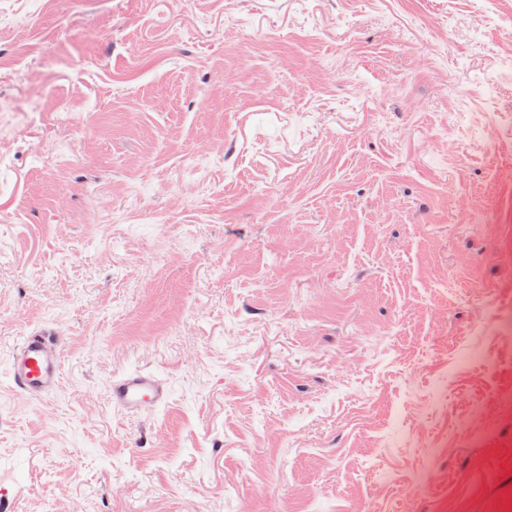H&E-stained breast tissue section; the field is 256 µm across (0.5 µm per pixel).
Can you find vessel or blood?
I'll list each match as a JSON object with an SVG mask.
<instances>
[{"instance_id": "b4317fda", "label": "vessel or blood", "mask_w": 512, "mask_h": 512, "mask_svg": "<svg viewBox=\"0 0 512 512\" xmlns=\"http://www.w3.org/2000/svg\"><path fill=\"white\" fill-rule=\"evenodd\" d=\"M61 353L50 331L39 330L24 336L13 350L10 373L23 393L40 396L55 390L61 378ZM114 408L134 412L145 406H163L170 398L166 383L150 372H130L115 376L109 385Z\"/></svg>"}]
</instances>
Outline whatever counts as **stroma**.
Wrapping results in <instances>:
<instances>
[{
	"label": "stroma",
	"instance_id": "35a3bbf8",
	"mask_svg": "<svg viewBox=\"0 0 512 512\" xmlns=\"http://www.w3.org/2000/svg\"><path fill=\"white\" fill-rule=\"evenodd\" d=\"M511 486L512 0H0V512ZM50 331H34L23 336L13 350L10 373L15 386L30 396L55 390L61 378V353ZM109 397L114 408L135 412L147 405H166L170 391L154 373L136 371L115 376L109 385Z\"/></svg>",
	"mask_w": 512,
	"mask_h": 512
}]
</instances>
